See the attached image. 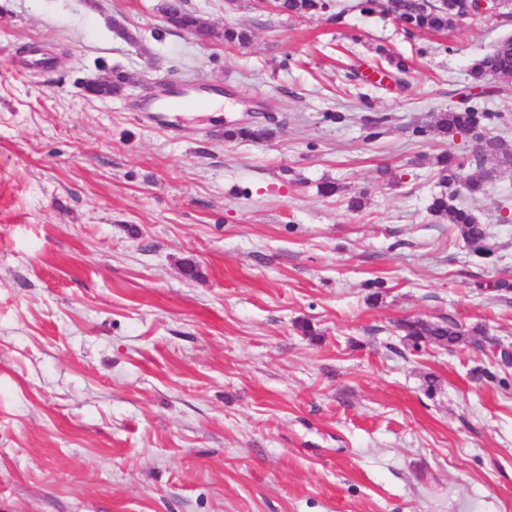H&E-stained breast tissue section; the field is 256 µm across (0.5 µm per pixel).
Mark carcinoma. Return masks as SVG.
<instances>
[{
  "label": "carcinoma",
  "mask_w": 512,
  "mask_h": 512,
  "mask_svg": "<svg viewBox=\"0 0 512 512\" xmlns=\"http://www.w3.org/2000/svg\"><path fill=\"white\" fill-rule=\"evenodd\" d=\"M280 6L290 16H303L312 12L326 13L333 8L338 14L348 10V6L331 3L330 0H281ZM475 6L463 0H363L362 10L372 12L379 9L393 13L395 18L409 29L429 32H443L455 25L456 17ZM160 9L170 17L168 25L175 30H187L197 25L199 16L188 7V0H162ZM219 37L227 46L244 47L250 42L249 31L243 27L226 26ZM471 74L475 82L481 83L488 77L497 79L504 85L512 83V38L504 39L485 55L471 64ZM509 118L503 112H493L476 103L450 108L440 112L435 120L416 126V133L436 134L453 137L474 127L493 130L508 125ZM273 130L265 125L250 124L230 126L224 131L228 141L246 140L260 142L269 139ZM438 187L440 191L432 197L427 207L430 215L444 219L457 226L466 246L477 256L489 257L492 249L486 243V231L468 206L460 201L458 186H463L470 197L487 193L489 182L472 175H463L466 162L454 153L448 152L435 158ZM398 327L405 333V339L417 349L422 342L435 345L459 346L469 341V337L482 334L479 327L471 330L452 318L442 317L437 321L403 319Z\"/></svg>",
  "instance_id": "carcinoma-1"
}]
</instances>
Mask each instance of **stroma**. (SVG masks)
Listing matches in <instances>:
<instances>
[{
  "label": "stroma",
  "instance_id": "1",
  "mask_svg": "<svg viewBox=\"0 0 512 512\" xmlns=\"http://www.w3.org/2000/svg\"><path fill=\"white\" fill-rule=\"evenodd\" d=\"M346 2L190 0L251 30L228 48L159 0H0V512H512L490 346L512 344V291L487 287L512 281V169L467 201L478 257L427 212L435 155L470 137L413 133L512 37V4L426 33ZM115 69L122 95L86 96ZM168 81L197 106L142 111ZM242 121L274 134L225 140ZM442 317L480 344L397 327ZM160 9L169 15L167 24L175 30H188L199 21V16L188 7V0H163ZM271 3H279L280 0H262ZM330 0H282L280 6L290 16H303L312 12H323L326 13L332 8L339 9L337 13L332 14L333 16L341 15L348 10L346 5L338 3H330ZM398 327L405 333V339L413 349L421 342L435 345L459 346L469 341V336L481 335V328L465 330L463 325L452 318L442 317L438 321L403 319Z\"/></svg>",
  "mask_w": 512,
  "mask_h": 512
}]
</instances>
